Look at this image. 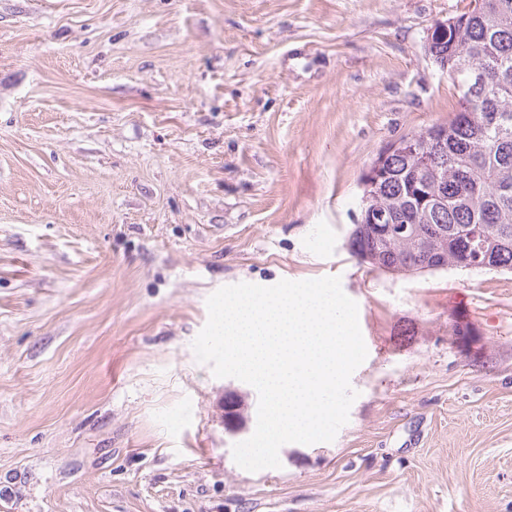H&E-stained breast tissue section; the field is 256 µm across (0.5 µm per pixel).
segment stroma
<instances>
[{
    "label": "stroma",
    "mask_w": 512,
    "mask_h": 512,
    "mask_svg": "<svg viewBox=\"0 0 512 512\" xmlns=\"http://www.w3.org/2000/svg\"><path fill=\"white\" fill-rule=\"evenodd\" d=\"M469 2L0 0V512H512V273L347 245L380 149L457 109L426 37ZM328 276L349 420L247 472L206 301Z\"/></svg>",
    "instance_id": "stroma-1"
}]
</instances>
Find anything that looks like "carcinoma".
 <instances>
[{"label":"carcinoma","instance_id":"cac0c4a2","mask_svg":"<svg viewBox=\"0 0 512 512\" xmlns=\"http://www.w3.org/2000/svg\"><path fill=\"white\" fill-rule=\"evenodd\" d=\"M428 51L448 75L484 78L475 101L459 97L444 124L413 134L437 163L419 169L416 156L395 152L381 162L348 246L373 269L407 274L456 268L467 255L475 270L512 271V0H470L444 22ZM384 211L399 238L369 224ZM483 236L472 242L468 229Z\"/></svg>","mask_w":512,"mask_h":512}]
</instances>
